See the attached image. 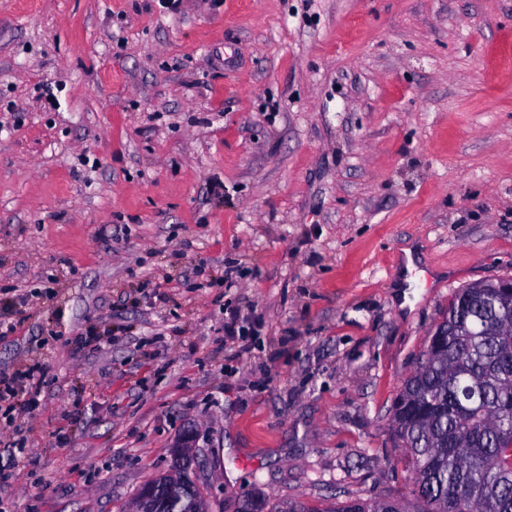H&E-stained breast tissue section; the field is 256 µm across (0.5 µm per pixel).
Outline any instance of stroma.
I'll list each match as a JSON object with an SVG mask.
<instances>
[{
	"mask_svg": "<svg viewBox=\"0 0 512 512\" xmlns=\"http://www.w3.org/2000/svg\"><path fill=\"white\" fill-rule=\"evenodd\" d=\"M500 278L512 0H0V512H127L190 429L208 512L413 501L392 406ZM42 367L38 364L32 365L25 370L14 372L9 378L0 376V394L4 396L23 397L21 408L28 412L39 406V384L34 382L35 373H41Z\"/></svg>",
	"mask_w": 512,
	"mask_h": 512,
	"instance_id": "stroma-1",
	"label": "stroma"
}]
</instances>
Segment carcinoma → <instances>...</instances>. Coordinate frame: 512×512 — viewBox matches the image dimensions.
I'll return each instance as SVG.
<instances>
[{
    "mask_svg": "<svg viewBox=\"0 0 512 512\" xmlns=\"http://www.w3.org/2000/svg\"><path fill=\"white\" fill-rule=\"evenodd\" d=\"M480 284L459 289L428 337L392 409L427 512H512V303ZM154 483L175 512H196L185 474ZM333 512H408L390 498L350 499Z\"/></svg>",
    "mask_w": 512,
    "mask_h": 512,
    "instance_id": "cac0c4a2",
    "label": "carcinoma"
}]
</instances>
